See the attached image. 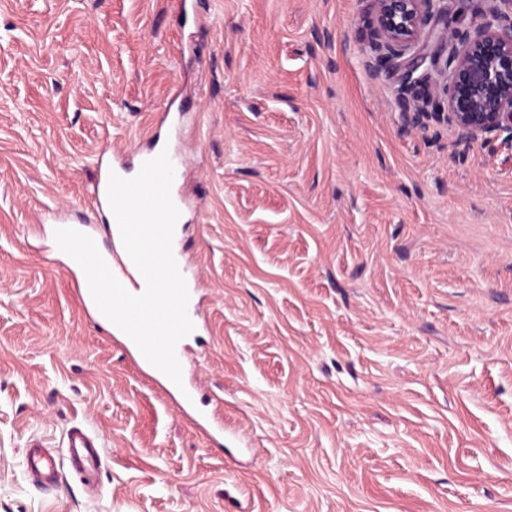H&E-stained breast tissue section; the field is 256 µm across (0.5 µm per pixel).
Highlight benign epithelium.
Returning <instances> with one entry per match:
<instances>
[{
	"mask_svg": "<svg viewBox=\"0 0 512 512\" xmlns=\"http://www.w3.org/2000/svg\"><path fill=\"white\" fill-rule=\"evenodd\" d=\"M445 0H373L375 31L372 76L409 53L433 21L448 16ZM483 22L474 27L446 26L432 59L440 94L427 97L422 88L431 74L404 72L396 101L408 127L427 121L446 123L457 131V145L467 151L498 131L512 134V0H486Z\"/></svg>",
	"mask_w": 512,
	"mask_h": 512,
	"instance_id": "benign-epithelium-1",
	"label": "benign epithelium"
}]
</instances>
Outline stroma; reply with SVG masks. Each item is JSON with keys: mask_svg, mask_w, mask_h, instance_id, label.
I'll return each instance as SVG.
<instances>
[{"mask_svg": "<svg viewBox=\"0 0 512 512\" xmlns=\"http://www.w3.org/2000/svg\"><path fill=\"white\" fill-rule=\"evenodd\" d=\"M0 0V512H512V138L371 75L372 0ZM182 140L214 446L51 248L100 152ZM83 426L44 489L25 449ZM68 458L80 474H95L102 455L96 437L84 428L76 427L67 435Z\"/></svg>", "mask_w": 512, "mask_h": 512, "instance_id": "obj_1", "label": "stroma"}]
</instances>
